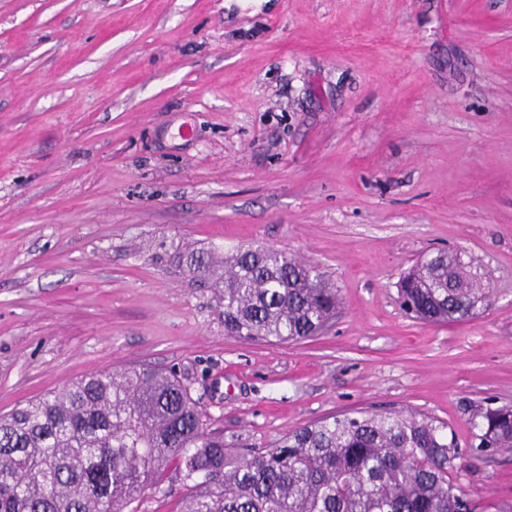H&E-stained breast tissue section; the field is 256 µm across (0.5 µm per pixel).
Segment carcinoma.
<instances>
[{"mask_svg":"<svg viewBox=\"0 0 512 512\" xmlns=\"http://www.w3.org/2000/svg\"><path fill=\"white\" fill-rule=\"evenodd\" d=\"M179 263L217 301L224 335L284 343L336 315L338 291L285 251L239 248ZM402 307L427 322L463 320L487 291L463 254L418 262ZM474 448H512V408L475 415ZM224 440L177 376L104 371L0 416V512H142L145 494L179 512H471L448 479L464 459L445 426L395 412L340 414L246 454Z\"/></svg>","mask_w":512,"mask_h":512,"instance_id":"1","label":"carcinoma"}]
</instances>
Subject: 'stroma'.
Returning a JSON list of instances; mask_svg holds the SVG:
<instances>
[{
	"instance_id": "1",
	"label": "stroma",
	"mask_w": 512,
	"mask_h": 512,
	"mask_svg": "<svg viewBox=\"0 0 512 512\" xmlns=\"http://www.w3.org/2000/svg\"><path fill=\"white\" fill-rule=\"evenodd\" d=\"M181 246L287 251L340 312L225 335ZM446 248L489 303L426 324L397 282ZM139 365L253 450L359 410L464 450L512 406V0H0V414ZM449 479L512 512V449Z\"/></svg>"
}]
</instances>
